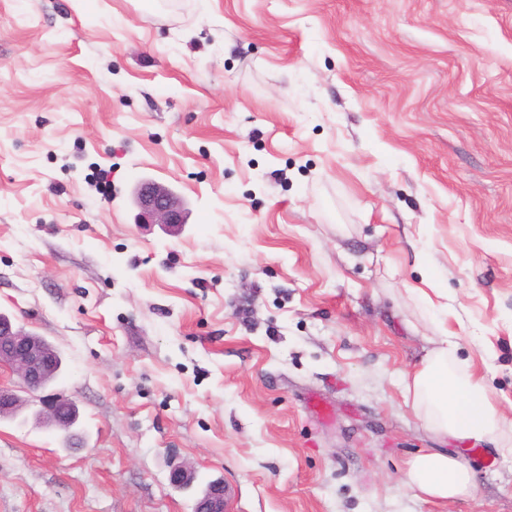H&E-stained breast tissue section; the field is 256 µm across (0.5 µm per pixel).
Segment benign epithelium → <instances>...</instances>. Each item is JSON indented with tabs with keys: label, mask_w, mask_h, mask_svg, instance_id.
Wrapping results in <instances>:
<instances>
[{
	"label": "benign epithelium",
	"mask_w": 512,
	"mask_h": 512,
	"mask_svg": "<svg viewBox=\"0 0 512 512\" xmlns=\"http://www.w3.org/2000/svg\"><path fill=\"white\" fill-rule=\"evenodd\" d=\"M135 200L146 224L177 226L186 223L183 199L171 188L153 180L139 182ZM0 366L9 367L19 378L21 388L31 394H41L39 401L48 422L63 432H69L77 420L76 404L55 394H43L49 382L61 368L58 352L44 339L15 326L0 313ZM20 398L14 390L0 387V416L17 413ZM170 483L180 489L192 486L195 476L183 464L169 461ZM227 490L224 481L208 483L194 512H227Z\"/></svg>",
	"instance_id": "7a95c632"
}]
</instances>
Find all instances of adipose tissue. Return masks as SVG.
Masks as SVG:
<instances>
[{
  "label": "adipose tissue",
  "instance_id": "1",
  "mask_svg": "<svg viewBox=\"0 0 512 512\" xmlns=\"http://www.w3.org/2000/svg\"><path fill=\"white\" fill-rule=\"evenodd\" d=\"M448 344V339H441L421 368L406 377L404 390L424 407L440 437H492L497 409L479 381L449 367ZM407 480L424 495L440 500L465 495L473 485L471 472L457 456L438 451L417 455L409 464Z\"/></svg>",
  "mask_w": 512,
  "mask_h": 512
}]
</instances>
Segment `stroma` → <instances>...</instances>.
I'll use <instances>...</instances> for the list:
<instances>
[{
  "label": "stroma",
  "instance_id": "obj_1",
  "mask_svg": "<svg viewBox=\"0 0 512 512\" xmlns=\"http://www.w3.org/2000/svg\"><path fill=\"white\" fill-rule=\"evenodd\" d=\"M1 312L78 422L0 418V512H512V0H0ZM443 328L485 441L404 396ZM135 200L141 209L144 224L177 226L186 224L187 212L183 199L171 188L153 180L139 182ZM408 482L424 495L449 500L467 494L473 485L471 472L453 454L424 452L409 464ZM226 505L227 490L224 481L217 479L208 483L196 501L194 512H227Z\"/></svg>",
  "mask_w": 512,
  "mask_h": 512
}]
</instances>
